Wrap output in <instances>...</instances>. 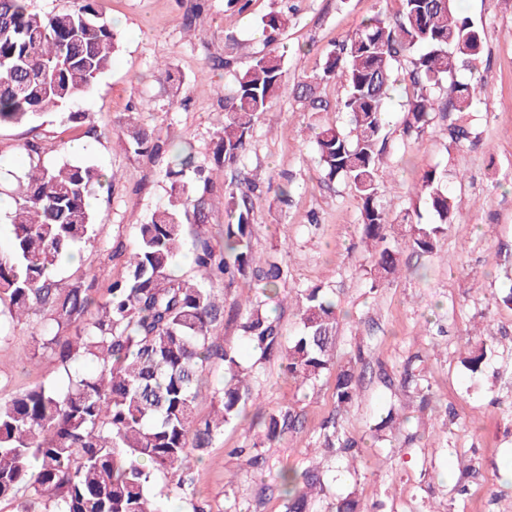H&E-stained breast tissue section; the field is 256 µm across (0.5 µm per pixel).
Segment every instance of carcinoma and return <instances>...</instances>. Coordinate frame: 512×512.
<instances>
[{"label":"carcinoma","instance_id":"carcinoma-1","mask_svg":"<svg viewBox=\"0 0 512 512\" xmlns=\"http://www.w3.org/2000/svg\"><path fill=\"white\" fill-rule=\"evenodd\" d=\"M394 16L377 14L326 54L321 70L300 85L312 109L329 103L315 96L316 86L338 80L346 88L340 110L346 125H325L316 134L319 163L328 180L349 185L359 201L360 243L370 258L369 289L377 290L395 274L404 251L438 252L455 216L448 171L431 168L414 187L430 214L392 215L383 198L387 187L379 171L387 150L388 91L395 70L408 57L404 80L403 133L421 136L431 125L434 90L465 66L477 72L483 40L478 27L458 12L455 0H399ZM273 43L287 17L271 12L263 20ZM116 35L104 18L102 0H73L64 11L39 14L28 0H0V127L22 125L91 90L112 65ZM285 57L270 49L254 58L222 96L224 127L213 152L218 165H234L247 151L255 122L285 88ZM479 85H456L444 109L465 113ZM135 155L162 146L131 112L119 136ZM28 166L16 176L18 188L6 215L9 254L0 256V314L27 323L47 317L35 345L53 353L64 368L58 384H37L0 395V502H17V512H162L152 485L157 474L185 485L192 459H201L224 426L238 421L251 398L254 366L243 364L234 344H220L214 326L229 315L244 343L260 358L280 360L283 371L301 386L335 375V414L322 423L318 452L343 460L360 457L359 443L339 423L338 414L358 399L357 352L336 366L334 349L341 310L317 285L295 291L299 331L286 340L270 301L288 291V267L278 252L256 256L251 213L264 190L238 183L224 187L227 214L224 247L202 237L185 236L184 225L205 224L213 210L209 171L192 165L191 156L173 151L165 177L167 201L144 224L135 225V243L124 275L107 295L87 288H66L54 273L62 255L97 236L88 199L111 182L94 165L64 160L40 164L41 147L25 145ZM201 279L175 274L186 253ZM224 284L252 283L250 295L229 305L201 283L216 275ZM495 352L491 343L468 348L464 366L479 372ZM224 365V378L212 387L219 402L215 415H196L204 367ZM421 403L432 387L413 372ZM253 448H264L296 430L298 415L288 408L258 412ZM280 485L286 512H370L354 492L326 502L323 471L310 464L284 471Z\"/></svg>","mask_w":512,"mask_h":512}]
</instances>
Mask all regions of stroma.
Listing matches in <instances>:
<instances>
[{"label":"stroma","instance_id":"35a3bbf8","mask_svg":"<svg viewBox=\"0 0 512 512\" xmlns=\"http://www.w3.org/2000/svg\"><path fill=\"white\" fill-rule=\"evenodd\" d=\"M195 2L104 0L119 40L111 68L69 108L0 128V192L12 189L13 175L21 170L20 147L27 142L42 146L45 166L67 159L115 173L91 200L96 238L79 245L78 263L63 264L57 273L63 285L88 288L99 297L125 272L126 258L116 246L132 247L136 225L167 197L168 155L136 156L118 144L129 110H137L163 141L186 146L196 163L210 166L215 194L233 179L285 186L289 197L270 193L256 201L253 248L260 255L287 249L290 287L332 289L347 313L337 332V354L357 342L366 351L360 400L343 417L347 432L361 441L364 464L353 473L323 462L328 497L353 491L366 504H382V512H512L504 469L512 460V309L493 300L504 272H512V0L460 3L483 31L478 69L487 88L472 107L475 138L452 141L448 129L460 116L438 111L422 139L409 141L400 101L390 107L381 175L392 213L414 208L409 189L428 168L462 170L466 177L453 185L454 222L438 254L402 253L398 274L374 292L366 275L369 255L358 241V202L345 184L323 181L314 147L320 126L344 125L345 116L333 107L312 110L292 87L318 72L326 52L365 20L393 15L398 0H251L243 10L230 0H205L189 32L184 17ZM271 12L288 17L280 43L287 50L289 86L262 114L239 167L214 165L224 125V103L215 88L233 86L236 74L264 51L261 21ZM161 61L182 80L184 101L159 81ZM72 112L88 113V123L70 121ZM90 126L96 130L91 137ZM37 334L33 321L11 326L0 339V394L61 381L55 357L31 356ZM480 336L494 337L498 355L474 375L461 353ZM245 358L259 373L247 415L289 406L300 416L297 430L267 448L266 464L256 470L239 454L251 446L254 430L247 420L226 426L193 464L189 488L179 490L169 476L157 477L154 492L161 506L225 512L233 502L237 512H285L278 474L304 468L311 459L320 426L334 410V380L302 388L278 362L250 351ZM410 363L434 388L427 408L401 385ZM391 406L406 424L373 441L370 425ZM459 484L467 489L461 499L455 494Z\"/></svg>","mask_w":512,"mask_h":512}]
</instances>
